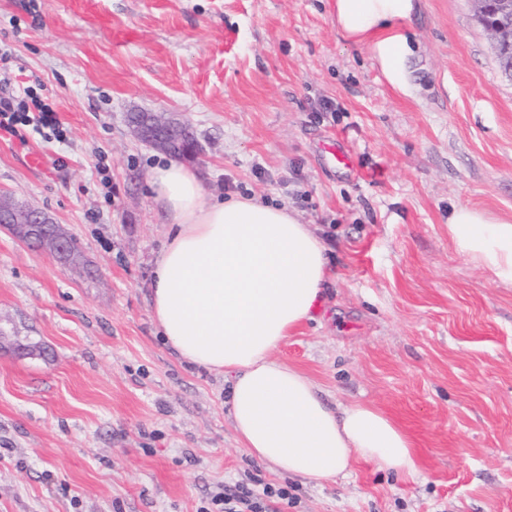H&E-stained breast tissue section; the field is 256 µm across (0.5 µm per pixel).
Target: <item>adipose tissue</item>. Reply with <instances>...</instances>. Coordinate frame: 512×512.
Listing matches in <instances>:
<instances>
[{
  "label": "adipose tissue",
  "mask_w": 512,
  "mask_h": 512,
  "mask_svg": "<svg viewBox=\"0 0 512 512\" xmlns=\"http://www.w3.org/2000/svg\"><path fill=\"white\" fill-rule=\"evenodd\" d=\"M348 36L372 38L383 71L401 85L410 53L401 21L412 0H336ZM170 226L150 282L151 310L185 363L222 375L239 442L272 471L321 483L355 459L416 473L407 436L377 410L338 409L303 372L274 358L290 330L312 319L328 282L326 247L294 210L242 195L204 197L199 177L168 160L151 172ZM457 248L512 286V221L458 206L448 213Z\"/></svg>",
  "instance_id": "adipose-tissue-1"
}]
</instances>
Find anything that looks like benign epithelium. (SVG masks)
Returning <instances> with one entry per match:
<instances>
[{
	"label": "benign epithelium",
	"mask_w": 512,
	"mask_h": 512,
	"mask_svg": "<svg viewBox=\"0 0 512 512\" xmlns=\"http://www.w3.org/2000/svg\"><path fill=\"white\" fill-rule=\"evenodd\" d=\"M474 17L478 24L490 36L495 52L507 47L512 49V23L496 21L493 12L497 5H509L512 0H470ZM132 132L144 144L161 149L179 148L180 143L191 138L190 128L178 118L171 116L161 118L152 112L131 113ZM0 224L24 244L38 248L51 243L59 260H67L70 251L71 237L55 230L52 219L41 210H20L10 204H0Z\"/></svg>",
	"instance_id": "1"
}]
</instances>
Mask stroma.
<instances>
[{
  "label": "stroma",
  "instance_id": "1",
  "mask_svg": "<svg viewBox=\"0 0 512 512\" xmlns=\"http://www.w3.org/2000/svg\"><path fill=\"white\" fill-rule=\"evenodd\" d=\"M334 4L0 0L10 75L66 134L1 131L0 195L44 210L84 262L0 227V328L17 342L0 349V512H198L218 487L261 483L288 487V512H512V287L448 235L457 205L512 219V81L469 0H413L402 90ZM134 110L191 126L206 197L271 201L312 226L327 297L274 356L328 405L387 416L415 476L359 459L307 484L241 447L223 378L155 334L169 226ZM337 139L352 171L325 163ZM35 150L44 169L26 164Z\"/></svg>",
  "mask_w": 512,
  "mask_h": 512
}]
</instances>
